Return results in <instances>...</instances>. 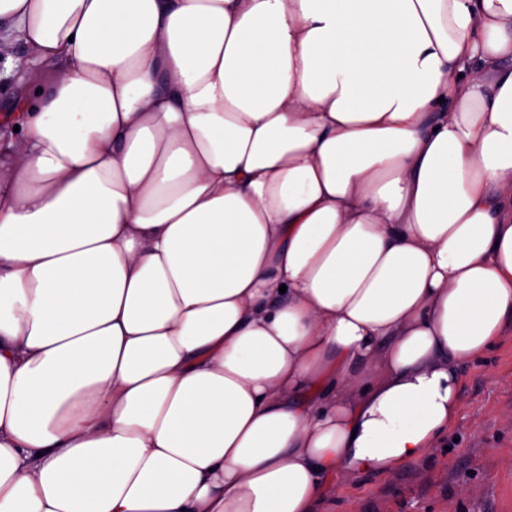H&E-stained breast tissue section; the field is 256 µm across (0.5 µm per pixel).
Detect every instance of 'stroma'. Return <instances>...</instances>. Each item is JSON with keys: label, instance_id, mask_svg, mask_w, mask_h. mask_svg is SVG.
<instances>
[{"label": "stroma", "instance_id": "obj_1", "mask_svg": "<svg viewBox=\"0 0 512 512\" xmlns=\"http://www.w3.org/2000/svg\"><path fill=\"white\" fill-rule=\"evenodd\" d=\"M443 446L390 478L341 487L324 512H512V330L462 372Z\"/></svg>", "mask_w": 512, "mask_h": 512}]
</instances>
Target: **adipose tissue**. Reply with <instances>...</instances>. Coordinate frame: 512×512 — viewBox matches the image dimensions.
I'll return each instance as SVG.
<instances>
[{"label": "adipose tissue", "instance_id": "1", "mask_svg": "<svg viewBox=\"0 0 512 512\" xmlns=\"http://www.w3.org/2000/svg\"><path fill=\"white\" fill-rule=\"evenodd\" d=\"M0 512H313L512 327V0H0Z\"/></svg>", "mask_w": 512, "mask_h": 512}]
</instances>
